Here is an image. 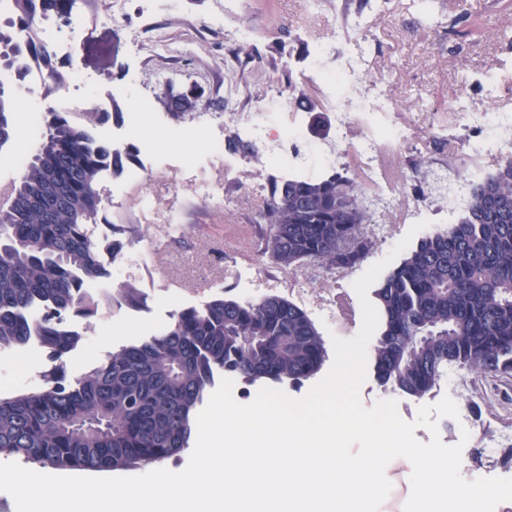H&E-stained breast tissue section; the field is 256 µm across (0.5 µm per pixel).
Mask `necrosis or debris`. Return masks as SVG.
<instances>
[{
    "mask_svg": "<svg viewBox=\"0 0 512 512\" xmlns=\"http://www.w3.org/2000/svg\"><path fill=\"white\" fill-rule=\"evenodd\" d=\"M341 55L334 70H327L324 61L332 50ZM371 55L365 50L340 48L338 42H327L310 59L309 76L322 93L324 101L332 107L330 123L335 133L327 140L309 141L304 137L301 114H294L288 124H281L282 111L290 109L288 95L273 92L245 109L224 115V140L211 137L208 125L177 128L169 133L171 143H187L191 149L181 161L205 173L206 164L220 160L225 173H232L239 164L236 150L229 141L246 143L252 154L265 161L279 175L281 181H303L318 174L339 169L342 165L341 149L352 144L356 147L361 169L369 182H385V158L407 146L424 143L427 136L439 134L437 122L419 128L416 121H395L391 118V97L383 81L377 80L369 69ZM484 90L483 100L471 98L459 91L448 100V109L457 114L462 136L453 142L447 158L429 160L425 170L410 172V179H428L432 182V195L408 199L396 189L381 191L366 200L369 212L377 219L369 230L375 241L390 243L395 239V228L400 224H413L429 219L435 210L436 198L448 201L447 214H455L469 197L475 170L461 169L462 160L495 162L512 157V111L496 107L495 101L505 84L512 82V60L501 59L478 73ZM80 91V99H73V91ZM60 110L83 115L86 112H109L116 95L100 91L78 70H71L67 81L53 93ZM151 120L150 102L136 97L121 124L100 127V139L111 142L113 150L136 144L140 154L134 166L123 169L126 183L148 185L154 173L156 146L144 134Z\"/></svg>",
    "mask_w": 512,
    "mask_h": 512,
    "instance_id": "1",
    "label": "necrosis or debris"
}]
</instances>
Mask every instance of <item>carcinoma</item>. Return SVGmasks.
<instances>
[{"label":"carcinoma","instance_id":"cac0c4a2","mask_svg":"<svg viewBox=\"0 0 512 512\" xmlns=\"http://www.w3.org/2000/svg\"><path fill=\"white\" fill-rule=\"evenodd\" d=\"M57 0H9L14 18L0 26V150L16 142L14 81L36 64L44 95L69 72L32 35ZM120 118L48 112L38 150L29 155L0 209V349L35 339L54 364L44 383L0 395V455L55 470L134 471L189 447L207 387L221 371L248 381L301 384L322 368L327 350L305 310L271 294L253 304L215 298L177 312L158 335L112 352L66 380L63 365L81 336L66 321L89 318L98 303L85 280L104 275L97 223L100 169L123 168L133 148L99 143V125ZM363 186L342 174L271 186L256 223L268 227L262 256L281 268L310 262L353 267L374 247L362 209ZM383 314L371 354L383 387L422 399L455 364L482 376L512 374V158L472 181L467 208L442 233L419 240L375 290Z\"/></svg>","mask_w":512,"mask_h":512}]
</instances>
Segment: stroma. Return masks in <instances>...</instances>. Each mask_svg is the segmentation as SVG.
I'll return each mask as SVG.
<instances>
[{
  "mask_svg": "<svg viewBox=\"0 0 512 512\" xmlns=\"http://www.w3.org/2000/svg\"><path fill=\"white\" fill-rule=\"evenodd\" d=\"M324 2L326 16L317 19L309 13L308 0H246L244 14L225 13L223 30L206 33L197 23L214 11L216 0H175L176 9L170 14L155 11L150 0H125L123 16L112 20L103 0H74L71 15L80 21L75 61L103 89L136 81L151 104L155 118L151 130L160 136L168 129L227 112L224 76L228 73L239 84L242 104L265 96L272 84H292L323 113L327 107L321 94L307 79L308 61L318 41L335 39L340 27L348 26L359 0ZM484 2L437 0L442 24L428 27L407 13L403 0H398L391 17L375 22L368 32L373 71L387 83L396 112H447L449 95L461 85L472 96H480L479 87L470 83L472 72L491 65L496 55L512 52V44L500 37L512 21V0H496L490 12L485 11ZM462 14L467 17L466 36L448 33L445 21ZM244 21L252 25L251 55L238 59L235 44L225 40L224 34ZM153 22L165 29L168 47L151 56L135 38L142 26ZM193 86L203 93L194 107L171 105L169 91ZM206 176L222 184V198L212 201L201 194L174 158L156 162L154 181L144 189L131 186L117 194L111 178L100 182L104 208L93 236L116 243L105 270L117 274L120 284H134L139 302L134 306L103 302L93 317L70 318L81 340L67 359L68 378L100 365L121 346L159 333L176 311L203 306L217 297L246 304L269 294L290 296L307 311L323 339L334 335L349 339L358 333L362 309L353 286L335 284L324 269L313 264L289 272L260 262L258 251L267 228L255 221L261 202L250 187L256 182L271 186L277 175L250 161L231 177L225 176L222 163H213ZM145 194L153 200L152 210H143L139 204ZM172 213L181 214V231L166 224ZM257 264L263 267V278L247 281ZM293 276L311 277L308 294L292 295L288 280ZM325 297L331 299V308H322L320 301ZM19 359L33 363L42 374L52 368L37 341L0 350V394L37 386V379H26L16 367ZM485 384V394L458 399V417L438 420L442 442L462 444L461 469L470 481L512 478L510 459L500 458L482 469L471 463L489 422L512 421V375L489 377ZM448 394L443 384L418 401L380 386L371 374L359 389L363 406L396 400L400 417L408 422L415 421L420 406L435 405Z\"/></svg>",
  "mask_w": 512,
  "mask_h": 512,
  "instance_id": "obj_1",
  "label": "stroma"
}]
</instances>
